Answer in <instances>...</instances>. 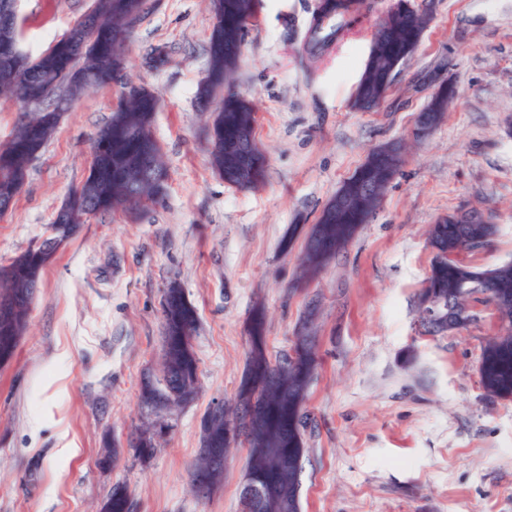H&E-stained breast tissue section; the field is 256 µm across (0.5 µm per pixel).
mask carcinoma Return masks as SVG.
Wrapping results in <instances>:
<instances>
[{
  "instance_id": "1",
  "label": "carcinoma",
  "mask_w": 512,
  "mask_h": 512,
  "mask_svg": "<svg viewBox=\"0 0 512 512\" xmlns=\"http://www.w3.org/2000/svg\"><path fill=\"white\" fill-rule=\"evenodd\" d=\"M218 22L213 25L207 46L208 71L200 84L198 99L204 105L217 92L232 84L238 70L241 47L250 25L259 16L260 0H210ZM159 0H93L92 14L77 20L69 32L38 55L0 48V99L11 101L28 112L11 137L0 142V216L13 208L25 182L31 155L43 150L53 135L60 113L50 109L60 95L75 99L90 87L114 83L120 91L109 121L92 138L96 147V175L72 187L59 207L53 224L62 227L60 239H71L86 219L101 212L135 214L146 203H157L167 192L165 181L153 177L152 168L165 170L162 152L152 132L157 101L142 86L121 76L125 69V45L143 21L154 12ZM369 9L366 0H317L313 23L307 31L302 53L311 62L326 57L347 36ZM432 20L427 10L404 11L397 0L371 35L369 55L352 106L360 111L377 108L385 98L394 67L416 53L423 31ZM79 69L89 83H70L71 70ZM455 89L441 84L421 116L437 126L448 111ZM257 112L246 97L228 92L213 111L206 131L209 162L224 177V183L240 190L264 184L266 151L257 142ZM394 146L371 150L353 175L347 178L321 209L311 225L301 259V277L313 279L354 240L363 224L376 211L401 159ZM493 234V224H455L444 218L430 225L428 244L433 258L419 295L423 312L430 296L455 304L462 320L446 329L425 321L431 336L466 327L479 320L470 300L482 296L494 307L499 331L483 347L479 383L490 399H512V262L478 269L460 259V254L483 248ZM58 249L33 246L0 266V298L17 299L11 318L0 315V366L15 357L26 333L31 307L43 269ZM165 336L159 380H146L140 391L142 404L150 409L170 408L192 400L196 393L198 359L193 347L198 314L183 289L172 284L162 300ZM266 320L262 309L253 310L249 328V360L235 403L224 405V414L208 410L201 418L199 444L202 448H227L238 438V411L255 408L259 416L244 432L248 448L246 471L258 475L274 473V485L262 512H299L284 507L288 493L298 481L303 466L289 465L288 457L306 459L305 432L311 423L306 402L310 382L317 369L315 343L311 336H296V355L281 354L270 360L266 352ZM140 457L152 454L155 440L148 429L133 443ZM224 470L210 469L198 456L191 477L216 485ZM105 512H130L126 487L112 488Z\"/></svg>"
}]
</instances>
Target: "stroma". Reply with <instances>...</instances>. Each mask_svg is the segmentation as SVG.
<instances>
[{"instance_id":"1","label":"stroma","mask_w":512,"mask_h":512,"mask_svg":"<svg viewBox=\"0 0 512 512\" xmlns=\"http://www.w3.org/2000/svg\"><path fill=\"white\" fill-rule=\"evenodd\" d=\"M363 23L315 66L302 62L315 0H262L242 47L234 89L253 101L268 152L265 184L243 191L210 166L209 114L196 94L207 75L209 0H160L136 30L126 73L157 99L153 135L165 197L96 215L44 269L29 327L0 368V512H102L125 485L132 512H239L247 449L236 443L210 496L189 481L199 425L233 398L245 374L248 320L266 308L268 357L291 350L310 299L320 365L309 388L312 422L302 512H512V400L485 399L478 366L497 330L491 306L446 336L421 333L416 304L432 252L430 224L453 212H490V246L471 265L512 262V0H408L434 18L397 71L378 111L352 109L370 30L391 0H369ZM92 0H19L20 49L36 55L63 37ZM165 46L164 63L151 51ZM457 95L424 140L410 136L439 83ZM118 86L77 99L0 218V265L45 236L91 160ZM400 142L402 162L373 217L309 285H296L305 237L288 253L289 225L314 224L328 199L377 146ZM179 283L196 307L199 361L193 401L153 411L140 400L157 378L161 300ZM165 427L151 457L130 443ZM121 454L102 462L107 445Z\"/></svg>"}]
</instances>
